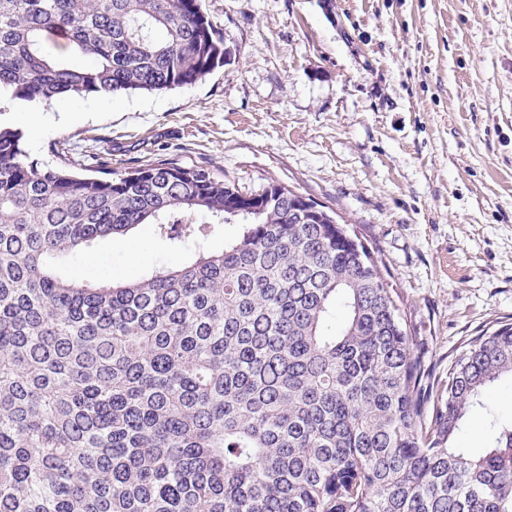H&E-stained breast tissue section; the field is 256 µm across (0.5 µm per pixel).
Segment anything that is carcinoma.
<instances>
[{"label": "carcinoma", "instance_id": "1", "mask_svg": "<svg viewBox=\"0 0 512 512\" xmlns=\"http://www.w3.org/2000/svg\"><path fill=\"white\" fill-rule=\"evenodd\" d=\"M223 65L200 0H0V113ZM21 139L0 122V512H512V419L481 456L454 446L512 381V323L435 382L373 248L305 223L298 192L237 214L209 170L98 155L78 176L67 142L49 167ZM140 224L194 252L124 282L60 272Z\"/></svg>", "mask_w": 512, "mask_h": 512}]
</instances>
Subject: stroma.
<instances>
[{
    "instance_id": "obj_1",
    "label": "stroma",
    "mask_w": 512,
    "mask_h": 512,
    "mask_svg": "<svg viewBox=\"0 0 512 512\" xmlns=\"http://www.w3.org/2000/svg\"><path fill=\"white\" fill-rule=\"evenodd\" d=\"M224 65L162 92L14 104L0 122L52 165L169 158L246 194L278 182L332 209L372 245L410 329L443 378L484 331L512 323V0H201ZM186 249L154 225L99 241L63 267L85 281L144 276ZM466 417L489 446L512 383Z\"/></svg>"
}]
</instances>
